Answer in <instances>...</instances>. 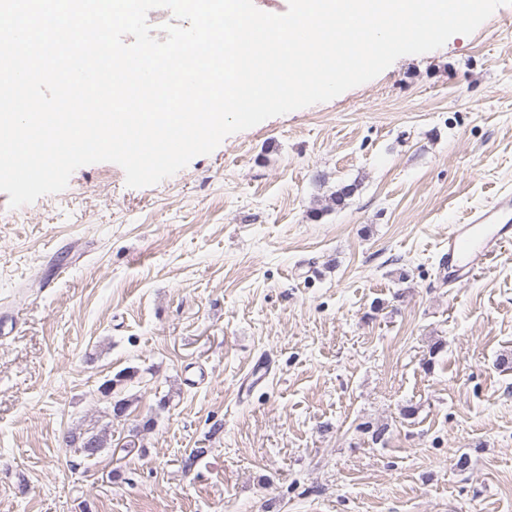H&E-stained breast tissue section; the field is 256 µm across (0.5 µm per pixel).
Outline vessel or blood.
<instances>
[{"label": "vessel or blood", "mask_w": 512, "mask_h": 512, "mask_svg": "<svg viewBox=\"0 0 512 512\" xmlns=\"http://www.w3.org/2000/svg\"><path fill=\"white\" fill-rule=\"evenodd\" d=\"M509 242H512V192L506 191L491 204L471 210L464 223L450 227L448 253L443 261L449 281L472 278Z\"/></svg>", "instance_id": "1"}]
</instances>
